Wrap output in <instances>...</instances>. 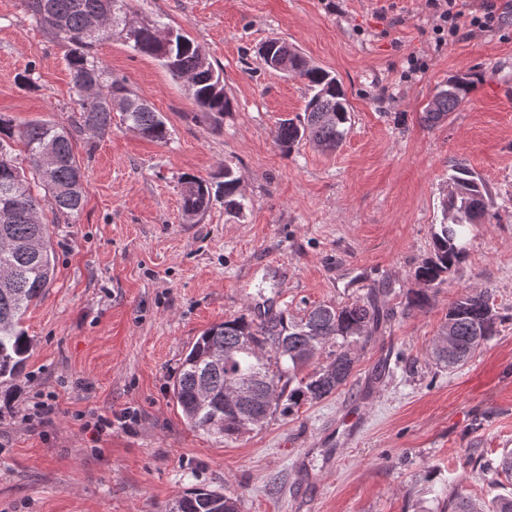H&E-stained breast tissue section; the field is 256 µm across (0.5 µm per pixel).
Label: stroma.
I'll use <instances>...</instances> for the list:
<instances>
[{
  "mask_svg": "<svg viewBox=\"0 0 512 512\" xmlns=\"http://www.w3.org/2000/svg\"><path fill=\"white\" fill-rule=\"evenodd\" d=\"M132 6L194 40L233 109L213 122L155 59L117 38L96 47L162 113L170 139L116 119L76 147L83 209L52 226L55 278L23 320L33 349L15 396L0 397V512H168L199 487L236 498L239 512H443L460 496L487 506L512 491L495 470L512 449V10L499 30L443 43L426 0ZM271 38L340 81L351 125L336 150L279 147V122L303 113L308 92L263 64L257 50ZM66 53L22 0H0V113L68 125ZM468 73L479 81L467 101L424 123L438 89ZM453 160L486 183L489 209L411 310ZM228 168L244 209L218 202L186 217L184 178L217 184ZM374 288L384 316L337 394L222 443L187 426L169 386L206 328L268 306L298 317ZM475 288L491 294L497 333L444 369L431 348L451 303ZM40 401L54 415H31ZM127 409L138 414L129 426ZM353 411L361 425L348 438Z\"/></svg>",
  "mask_w": 512,
  "mask_h": 512,
  "instance_id": "stroma-1",
  "label": "stroma"
}]
</instances>
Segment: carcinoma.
<instances>
[{
	"mask_svg": "<svg viewBox=\"0 0 512 512\" xmlns=\"http://www.w3.org/2000/svg\"><path fill=\"white\" fill-rule=\"evenodd\" d=\"M37 24L52 38L68 45L67 61L72 85L89 82L96 87L95 102H78L67 127L50 122H32L19 130V141L28 169L16 165L14 119L0 113V207L9 203L8 221L0 218V385L17 376L32 350V339L22 327L30 305L49 287L55 269L50 227L43 218L42 204L56 214L76 216L83 206L86 187L80 183L81 168L73 144L91 127L99 134L112 127V113L140 136L159 143L169 140L163 115L144 99L112 78L95 54V47L120 39L135 52L150 56L173 75L188 80L187 91L199 110L219 120L233 110L224 91L222 74L185 34L170 30L162 42L155 35L157 22H135L130 0H23ZM110 13L112 26L101 36L85 30L93 14ZM265 65L302 80L309 98L301 118L279 122L276 139L288 153L302 140L336 149L348 133L349 103L336 78L311 64L294 46L279 39L266 41L259 50ZM474 86L469 75L448 79L424 112L423 121L437 124L464 103ZM52 146L57 163L52 179L42 177L39 160ZM450 190L443 202V222L433 236V252L415 271V279L426 286L409 299L407 308H420L428 301L427 290L441 284L462 258L463 228L477 223L486 213L489 191L466 166L454 164ZM238 180L224 168V183L217 190L202 179L184 180L181 207L185 215L206 212L224 198V209L241 208L236 199ZM381 318L376 297L343 306L319 304L300 318L284 312L261 321L235 317L206 329L187 351L175 373L173 397L192 428L220 440L237 438L259 430L272 420L279 406L288 410L319 402L345 386L352 376L353 347L370 340L369 331ZM499 312L485 291H467L448 308L435 355L448 368L464 365L496 334ZM329 362L298 377L327 345ZM256 386L251 416L238 413L229 397L233 381ZM451 512H512V493L499 495L492 508L484 510L467 498L449 503ZM169 512H237V500L215 490L195 488L176 501Z\"/></svg>",
	"mask_w": 512,
	"mask_h": 512,
	"instance_id": "cac0c4a2",
	"label": "carcinoma"
}]
</instances>
